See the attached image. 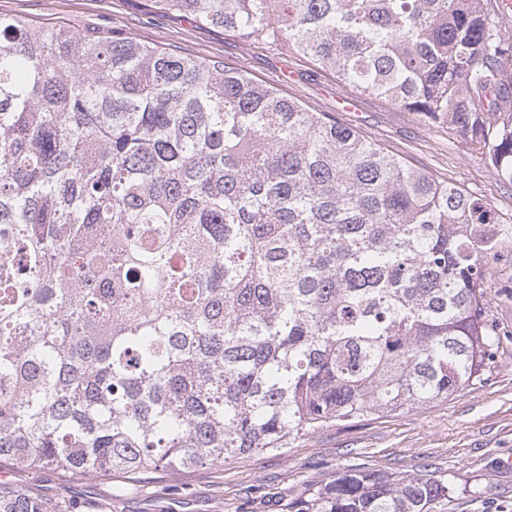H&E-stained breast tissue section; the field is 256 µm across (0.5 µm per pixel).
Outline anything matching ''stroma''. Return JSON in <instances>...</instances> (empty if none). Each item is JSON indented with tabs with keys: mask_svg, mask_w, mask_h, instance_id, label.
<instances>
[{
	"mask_svg": "<svg viewBox=\"0 0 512 512\" xmlns=\"http://www.w3.org/2000/svg\"><path fill=\"white\" fill-rule=\"evenodd\" d=\"M0 14L45 28L92 19L163 49L230 63L434 178L484 196L512 218V188L496 182L474 146L417 113L360 93L310 58L155 12L148 0H0ZM354 467L401 476L426 468L456 487L447 512H512V339L503 341L481 382L448 401L349 428L326 426L285 450L136 480L118 472L26 471L1 462L0 483L67 512H287L305 489Z\"/></svg>",
	"mask_w": 512,
	"mask_h": 512,
	"instance_id": "obj_1",
	"label": "stroma"
}]
</instances>
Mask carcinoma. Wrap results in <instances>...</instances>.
Here are the masks:
<instances>
[{"label": "carcinoma", "mask_w": 512, "mask_h": 512, "mask_svg": "<svg viewBox=\"0 0 512 512\" xmlns=\"http://www.w3.org/2000/svg\"><path fill=\"white\" fill-rule=\"evenodd\" d=\"M504 0H150L448 126L512 187ZM512 224L236 68L0 14V462L177 473L444 402ZM352 468L288 512H438ZM0 512H62L10 487Z\"/></svg>", "instance_id": "carcinoma-1"}]
</instances>
